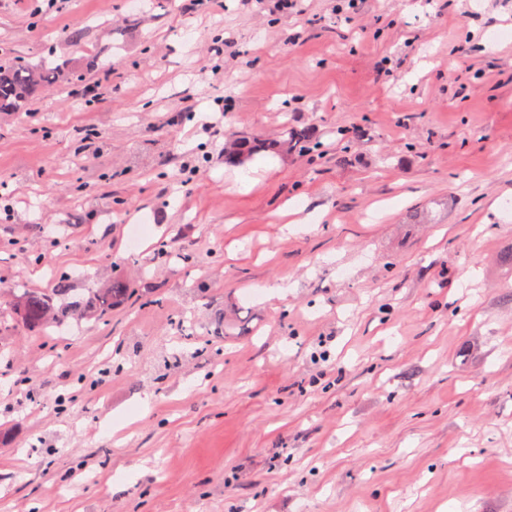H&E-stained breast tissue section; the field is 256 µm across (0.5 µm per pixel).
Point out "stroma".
Returning a JSON list of instances; mask_svg holds the SVG:
<instances>
[{
  "mask_svg": "<svg viewBox=\"0 0 512 512\" xmlns=\"http://www.w3.org/2000/svg\"><path fill=\"white\" fill-rule=\"evenodd\" d=\"M224 3L0 0V61L61 72L0 112V303L155 298L0 321V500L512 512V0ZM284 136L286 137L282 141L276 142H262L256 141H238L236 147L225 156V159L229 163H240L246 157L255 155L261 152H270L279 150L284 146L300 145L303 143H309L314 139V133L309 129H297L288 128V124L285 126ZM69 290L68 280L60 277L49 293L24 291L14 300L9 314L30 333L42 334L49 326L59 325L69 316L76 319L108 316L114 308L138 295L125 282L117 280L85 299L57 308V299L66 297Z\"/></svg>",
  "mask_w": 512,
  "mask_h": 512,
  "instance_id": "stroma-1",
  "label": "stroma"
}]
</instances>
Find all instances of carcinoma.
Instances as JSON below:
<instances>
[{
	"mask_svg": "<svg viewBox=\"0 0 512 512\" xmlns=\"http://www.w3.org/2000/svg\"><path fill=\"white\" fill-rule=\"evenodd\" d=\"M59 80V73L44 66L32 69L28 66L8 63L0 65V112H22L27 109L38 90ZM314 133L309 129L285 128V139L276 142L239 141L225 159L239 163L250 155L278 150L284 146L309 143ZM69 293L68 280L59 278L49 293L27 290L18 296L9 314L21 322L32 334H42L51 325H59L71 316L76 319L103 318L117 306L134 296V290L123 281H114L89 297L57 307V300Z\"/></svg>",
	"mask_w": 512,
	"mask_h": 512,
	"instance_id": "obj_1",
	"label": "carcinoma"
}]
</instances>
